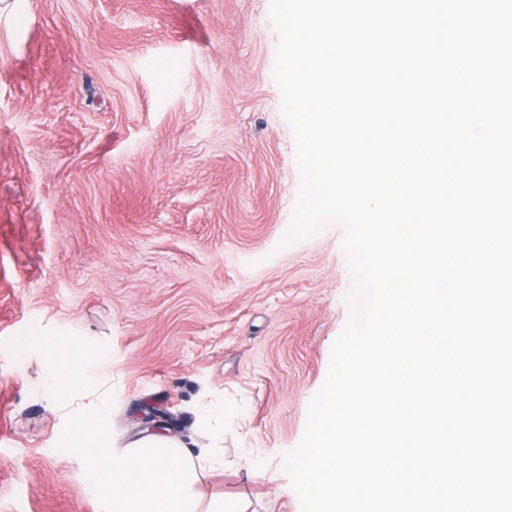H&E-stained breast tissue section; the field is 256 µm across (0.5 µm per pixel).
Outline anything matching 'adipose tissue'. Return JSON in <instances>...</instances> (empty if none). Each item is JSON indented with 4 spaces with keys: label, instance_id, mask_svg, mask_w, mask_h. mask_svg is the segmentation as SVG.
Segmentation results:
<instances>
[{
    "label": "adipose tissue",
    "instance_id": "ef3b65f1",
    "mask_svg": "<svg viewBox=\"0 0 512 512\" xmlns=\"http://www.w3.org/2000/svg\"><path fill=\"white\" fill-rule=\"evenodd\" d=\"M33 349L44 368V395L58 412L62 446L95 453L90 486L105 512H245L238 501L201 491L206 479L224 470L223 400L199 408L207 442L197 449L163 430L109 442L102 430L112 416L111 393L85 382L83 355L70 338L46 330Z\"/></svg>",
    "mask_w": 512,
    "mask_h": 512
}]
</instances>
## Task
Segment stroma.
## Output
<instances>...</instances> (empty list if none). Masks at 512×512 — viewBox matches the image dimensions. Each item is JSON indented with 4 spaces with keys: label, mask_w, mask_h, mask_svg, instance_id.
<instances>
[{
    "label": "stroma",
    "mask_w": 512,
    "mask_h": 512,
    "mask_svg": "<svg viewBox=\"0 0 512 512\" xmlns=\"http://www.w3.org/2000/svg\"><path fill=\"white\" fill-rule=\"evenodd\" d=\"M269 0H0V512H102L90 454L60 448L42 367L54 325L112 391L108 433L145 408L201 442L206 493L300 512L282 468L348 316L333 226L287 248L300 177L273 79Z\"/></svg>",
    "instance_id": "obj_1"
}]
</instances>
